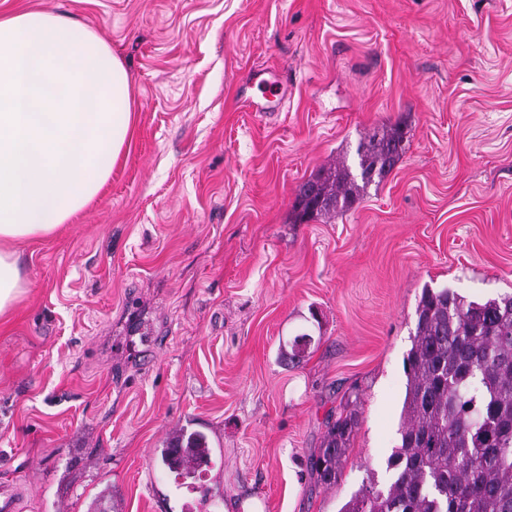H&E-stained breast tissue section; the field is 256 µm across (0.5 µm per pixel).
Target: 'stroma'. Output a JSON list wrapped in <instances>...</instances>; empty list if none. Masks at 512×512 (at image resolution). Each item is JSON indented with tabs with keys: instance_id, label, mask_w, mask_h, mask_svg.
<instances>
[{
	"instance_id": "obj_1",
	"label": "stroma",
	"mask_w": 512,
	"mask_h": 512,
	"mask_svg": "<svg viewBox=\"0 0 512 512\" xmlns=\"http://www.w3.org/2000/svg\"><path fill=\"white\" fill-rule=\"evenodd\" d=\"M66 14L126 67L131 138L96 196L28 241L0 319V490L17 512H339L386 486L423 287L512 292V0H0ZM277 79L283 105L250 96ZM402 122V160L330 221L298 186ZM312 341L301 363L294 337ZM356 409L339 482L307 457ZM219 477L174 487L179 428ZM174 445L180 448H187V451L192 456L196 449L210 448L208 438L203 433L199 431H188V429L184 427L179 428L175 430L172 438L165 444L164 448L160 449V460L168 468L166 448Z\"/></svg>"
}]
</instances>
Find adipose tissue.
I'll list each match as a JSON object with an SVG mask.
<instances>
[{
	"label": "adipose tissue",
	"mask_w": 512,
	"mask_h": 512,
	"mask_svg": "<svg viewBox=\"0 0 512 512\" xmlns=\"http://www.w3.org/2000/svg\"><path fill=\"white\" fill-rule=\"evenodd\" d=\"M132 121L127 71L93 31L52 11L0 16V315L30 288L15 243L98 193Z\"/></svg>",
	"instance_id": "adipose-tissue-1"
}]
</instances>
